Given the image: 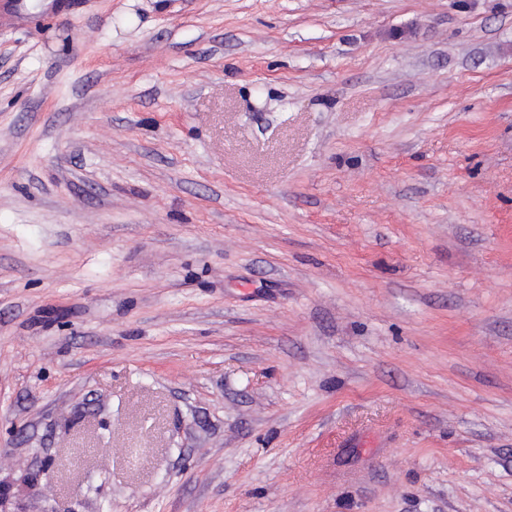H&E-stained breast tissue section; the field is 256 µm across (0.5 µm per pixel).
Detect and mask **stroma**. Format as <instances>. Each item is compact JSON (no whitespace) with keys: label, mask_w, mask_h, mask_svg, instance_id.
<instances>
[{"label":"stroma","mask_w":512,"mask_h":512,"mask_svg":"<svg viewBox=\"0 0 512 512\" xmlns=\"http://www.w3.org/2000/svg\"><path fill=\"white\" fill-rule=\"evenodd\" d=\"M5 512H512V0L0 13Z\"/></svg>","instance_id":"1"}]
</instances>
